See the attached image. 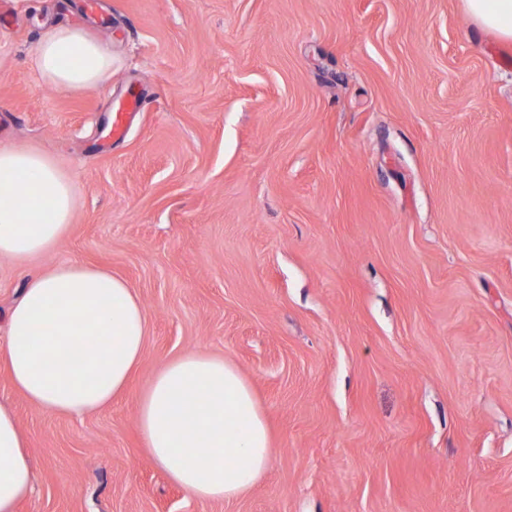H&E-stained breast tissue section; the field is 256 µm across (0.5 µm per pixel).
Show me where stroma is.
Returning a JSON list of instances; mask_svg holds the SVG:
<instances>
[{
  "label": "stroma",
  "instance_id": "35a3bbf8",
  "mask_svg": "<svg viewBox=\"0 0 512 512\" xmlns=\"http://www.w3.org/2000/svg\"><path fill=\"white\" fill-rule=\"evenodd\" d=\"M59 19L111 44L107 84L43 82ZM0 143L52 155L78 201L52 254L0 257V340L63 261L122 277L149 324L132 394L81 417L0 366L36 474L17 512H512V43L460 0H14ZM198 349L274 437L231 502L170 483L136 430L135 390ZM144 107V102L137 97L128 98L124 105L119 107L111 106L112 126L109 132L110 138L120 140L125 137L128 118L132 113H137Z\"/></svg>",
  "mask_w": 512,
  "mask_h": 512
}]
</instances>
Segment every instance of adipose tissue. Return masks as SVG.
Listing matches in <instances>:
<instances>
[{"instance_id":"adipose-tissue-1","label":"adipose tissue","mask_w":512,"mask_h":512,"mask_svg":"<svg viewBox=\"0 0 512 512\" xmlns=\"http://www.w3.org/2000/svg\"><path fill=\"white\" fill-rule=\"evenodd\" d=\"M462 5L473 24L512 42V0ZM35 57L43 81L63 91L97 88L112 76L111 46L68 23L42 31ZM76 206L73 180L51 155L0 144V256L51 254ZM147 335V314L124 279L62 263L27 280L8 313L0 363L32 405L82 415L131 392ZM135 395L137 430L151 459L192 497L236 500L270 468L266 413L231 361L184 353ZM33 481L28 438L15 414L0 406V512H16Z\"/></svg>"}]
</instances>
